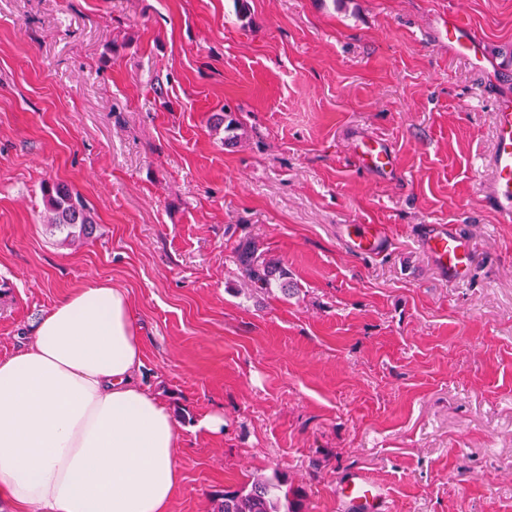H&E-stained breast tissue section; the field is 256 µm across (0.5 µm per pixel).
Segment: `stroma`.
Here are the masks:
<instances>
[{
	"label": "stroma",
	"mask_w": 512,
	"mask_h": 512,
	"mask_svg": "<svg viewBox=\"0 0 512 512\" xmlns=\"http://www.w3.org/2000/svg\"><path fill=\"white\" fill-rule=\"evenodd\" d=\"M0 0V356L62 296L124 289L138 377L179 424L174 512L254 477L340 512L354 471L388 512H512V223L481 192L512 100V0ZM480 31L483 68L448 47ZM233 141L209 125L224 108ZM384 142L393 171L355 145ZM93 208L50 232L41 185ZM342 224H381L359 255ZM419 224H459L449 285ZM252 240L296 293L247 283ZM224 415L217 436L195 431ZM448 47L456 53L469 52L478 62L486 59L483 39L472 30L464 27L458 19H448ZM480 55L481 59L478 58ZM47 225L66 232L64 242L69 246L82 245L91 239L96 231L93 213L81 195L61 182L46 181L42 186Z\"/></svg>",
	"instance_id": "stroma-1"
}]
</instances>
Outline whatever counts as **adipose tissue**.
I'll list each match as a JSON object with an SVG mask.
<instances>
[{
  "mask_svg": "<svg viewBox=\"0 0 512 512\" xmlns=\"http://www.w3.org/2000/svg\"><path fill=\"white\" fill-rule=\"evenodd\" d=\"M0 358V512H173L178 424L136 378L125 290L73 289Z\"/></svg>",
  "mask_w": 512,
  "mask_h": 512,
  "instance_id": "obj_1",
  "label": "adipose tissue"
}]
</instances>
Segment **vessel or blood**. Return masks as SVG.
Instances as JSON below:
<instances>
[{"instance_id": "b4317fda", "label": "vessel or blood", "mask_w": 512, "mask_h": 512, "mask_svg": "<svg viewBox=\"0 0 512 512\" xmlns=\"http://www.w3.org/2000/svg\"><path fill=\"white\" fill-rule=\"evenodd\" d=\"M448 45L455 52L485 55L483 39L458 20L448 22ZM495 145L489 160L490 175L483 191L499 214L502 223H512V105L501 104L494 114ZM359 158L370 171L382 172L392 164V156L383 145L368 142L359 146ZM343 235L351 250L358 254L385 252L391 239L383 225L347 224ZM422 249L449 282L468 280L472 267V247L466 233L457 224H425L418 231ZM343 512H387V496L365 472L351 473L339 495Z\"/></svg>"}]
</instances>
